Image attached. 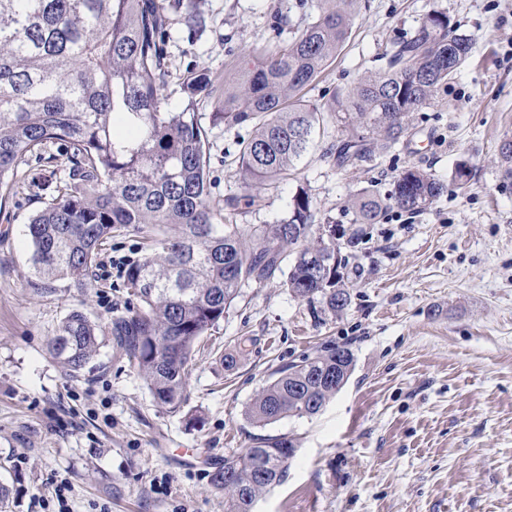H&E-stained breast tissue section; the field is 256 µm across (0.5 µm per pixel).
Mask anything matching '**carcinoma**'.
I'll return each instance as SVG.
<instances>
[{
    "instance_id": "cac0c4a2",
    "label": "carcinoma",
    "mask_w": 512,
    "mask_h": 512,
    "mask_svg": "<svg viewBox=\"0 0 512 512\" xmlns=\"http://www.w3.org/2000/svg\"><path fill=\"white\" fill-rule=\"evenodd\" d=\"M359 0H316L292 41L261 53L224 87L212 122L253 124L240 150L241 172L259 185L293 175L317 126L336 121L334 155L341 169L369 167L405 136L409 114L431 104L471 57L473 42L435 11L412 35L394 41L381 66L359 79L336 104L304 98L349 36ZM188 36L203 25L196 0H0V190L10 193L19 163L50 143L70 150V172L57 196L30 219L32 268L38 279L88 285L104 241L130 228L148 233L149 253L126 271L139 306L112 321V335L145 380L154 400L182 411L195 345L224 317L249 281L283 272L296 297L321 298L340 313L348 306L345 260L316 223L309 195L292 196L288 218L242 229L210 201V142L198 99L215 92L207 70L182 82L177 111L165 107L169 14ZM494 166L512 183V138L501 140ZM444 191L427 171L399 173L390 193L360 192L353 223L376 224L388 209L426 210ZM99 325L85 313L65 317L51 351L71 372L96 353ZM350 349L330 346L289 365L247 407L258 426L316 415L346 384ZM295 446L285 437L257 439L211 474L224 488L227 512H253L260 495L281 483Z\"/></svg>"
}]
</instances>
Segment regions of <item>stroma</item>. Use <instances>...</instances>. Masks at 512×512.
<instances>
[{
	"label": "stroma",
	"instance_id": "obj_1",
	"mask_svg": "<svg viewBox=\"0 0 512 512\" xmlns=\"http://www.w3.org/2000/svg\"><path fill=\"white\" fill-rule=\"evenodd\" d=\"M299 0H199L206 27L188 41L172 24L168 109L181 105L187 72L235 82L254 48L298 35ZM445 12L474 42L457 79L412 113L403 142L366 170H337L322 152L334 133H315L294 176L259 186L239 172L249 125L212 124L218 96L197 106L211 146L213 202L260 196L232 215L243 231L277 224L304 188L330 217L348 261V309L295 297L284 275L245 284L196 347L187 404L172 414L116 348L114 317L137 301L124 270L147 254L143 235L108 239L87 287L54 279L33 287L31 217L57 194L70 163L66 145L22 162L0 203V512H225L211 475L260 436L292 439L284 480L254 512H512V184L491 159L512 135V0H367L326 72L305 91L324 106L378 68L387 42ZM471 167L467 189L451 173ZM416 166L443 182L427 210L388 211L348 246L349 202L365 188L388 193ZM74 310L102 327L99 350L80 372L57 360L50 341ZM247 338L244 355L225 354ZM354 355L343 389L310 418L263 428L245 410L288 363L327 345Z\"/></svg>",
	"mask_w": 512,
	"mask_h": 512
}]
</instances>
